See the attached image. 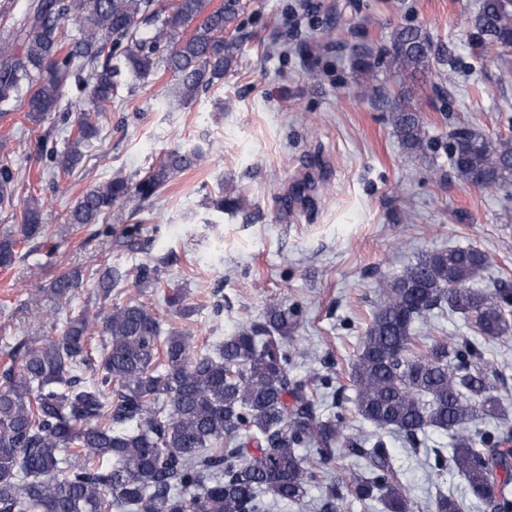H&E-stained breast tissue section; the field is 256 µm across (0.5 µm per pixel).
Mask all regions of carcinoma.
<instances>
[{
  "instance_id": "obj_1",
  "label": "carcinoma",
  "mask_w": 512,
  "mask_h": 512,
  "mask_svg": "<svg viewBox=\"0 0 512 512\" xmlns=\"http://www.w3.org/2000/svg\"><path fill=\"white\" fill-rule=\"evenodd\" d=\"M209 5L34 0L0 39V109L20 101L39 121L59 109L74 77L86 93L78 137L62 151L45 140L40 145L48 167L71 172L84 157L82 147L98 137L99 119L126 77L145 80L162 69L171 77V101L186 105L238 65L247 0ZM66 20L78 23L79 36L63 55ZM469 23L478 55L500 57L512 49V9L501 0H480ZM436 59L422 28L392 33L387 65L394 72L418 83ZM350 60L362 74L376 65L365 45ZM360 93L385 103L404 150L428 156L434 140L411 90L392 95L365 84ZM6 148L0 141V210L15 208L16 172ZM444 151L459 181L512 187L511 136L492 140L459 124ZM204 159L199 146L177 147L142 177L116 175L87 189L65 223L98 224V234L109 238L112 206L133 202L144 209L174 175ZM238 204L229 185L212 200L220 211ZM19 232L27 239L44 233L37 200L23 201ZM16 244L12 233L0 237V268L14 263ZM488 263L472 246L418 255L382 284L351 368L355 414L378 431L396 432L413 446L430 430L448 434L450 448L434 449L435 467L463 476L471 498L442 493L432 512H512V420L498 375L484 359L485 343L512 333V289L476 285ZM161 265L140 262L135 287L142 292L158 283ZM123 278L117 268L99 271L94 296L62 333L19 343L14 364L0 372V512H265L267 498L300 504L312 485L324 488V512L354 503L418 512L382 436L370 444L347 433L342 407L327 416L318 412L312 386L329 380L291 378L301 307L270 303L261 318L200 354L186 326L161 336V321L144 297L113 300ZM81 284L80 270L63 271L49 292L71 299ZM185 301L181 289L166 297L183 318L193 313ZM436 311L461 315L475 338L448 336L416 349V325ZM95 333L105 337L98 354L91 348ZM476 420L494 428L472 431ZM300 448L315 449L316 457ZM337 453L362 460L363 470L326 480L323 466Z\"/></svg>"
}]
</instances>
